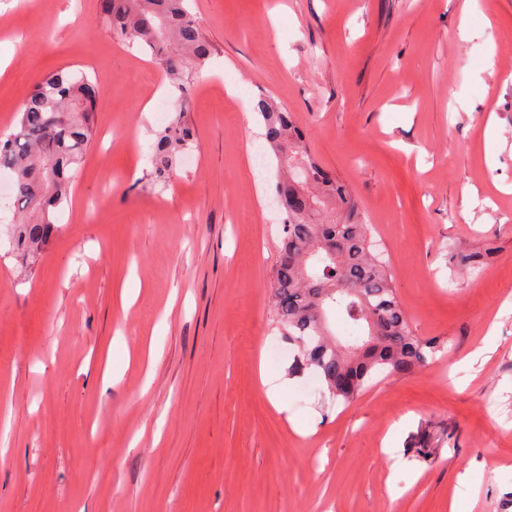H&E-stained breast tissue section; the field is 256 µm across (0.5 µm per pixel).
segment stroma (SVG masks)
<instances>
[{
    "label": "stroma",
    "mask_w": 512,
    "mask_h": 512,
    "mask_svg": "<svg viewBox=\"0 0 512 512\" xmlns=\"http://www.w3.org/2000/svg\"><path fill=\"white\" fill-rule=\"evenodd\" d=\"M191 7L216 52L191 96L198 146L161 190L145 180L174 102L160 67L99 0H0V134L54 69L98 88L36 261L12 255L0 197V512H448L462 474L464 512H512V0ZM262 94L348 185L415 334L445 342L347 404L293 372L275 321ZM483 340L488 360L467 362ZM282 369L284 412L262 382Z\"/></svg>",
    "instance_id": "stroma-1"
}]
</instances>
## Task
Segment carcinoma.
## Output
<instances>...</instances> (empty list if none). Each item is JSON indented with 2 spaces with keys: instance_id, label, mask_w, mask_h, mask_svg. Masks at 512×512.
<instances>
[{
  "instance_id": "1",
  "label": "carcinoma",
  "mask_w": 512,
  "mask_h": 512,
  "mask_svg": "<svg viewBox=\"0 0 512 512\" xmlns=\"http://www.w3.org/2000/svg\"><path fill=\"white\" fill-rule=\"evenodd\" d=\"M104 23L129 50L156 61L178 104L154 144L150 180L177 176L181 155L197 137L185 119L188 88L215 54L187 0H100ZM97 84L86 73L62 68L46 75L19 111L16 127L0 137V170L13 174L19 212L16 258L36 259L57 229L69 200L70 170L92 138L90 111ZM263 137L282 171L275 193L283 211V246L274 272L276 322L298 350L296 368L312 370L330 396L356 398L375 376L401 377L425 366L443 349L437 338L413 333L392 288L388 270L371 250V227L361 222L346 187L311 157L293 115L269 96L254 103ZM300 157L311 179L298 178ZM340 311L365 328V339L347 345L332 328Z\"/></svg>"
}]
</instances>
